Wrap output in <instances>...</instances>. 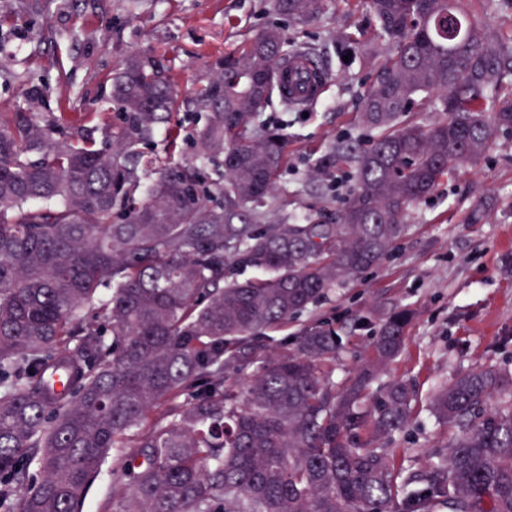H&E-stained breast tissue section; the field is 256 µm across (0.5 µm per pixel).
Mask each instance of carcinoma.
Masks as SVG:
<instances>
[{
  "instance_id": "1",
  "label": "carcinoma",
  "mask_w": 512,
  "mask_h": 512,
  "mask_svg": "<svg viewBox=\"0 0 512 512\" xmlns=\"http://www.w3.org/2000/svg\"><path fill=\"white\" fill-rule=\"evenodd\" d=\"M464 0H366L384 55L349 34L340 56L376 69L360 123L314 176L355 168L336 223L270 220L288 131L263 118L316 50L277 24L216 58L180 99L162 57L128 54L109 76L120 117L41 116L49 89L0 120V505L83 512L113 456L112 512H512V371L476 367L430 399L447 454L405 473L395 434L417 403L382 382L412 319L379 326L369 361L336 384L342 341L307 324L271 356L266 332L391 256L409 208L512 138V42L490 38ZM305 24L322 0H270ZM431 103L443 117L411 119ZM177 112H204L194 159L219 161L211 193L192 160L148 186L138 146ZM258 274L245 278L246 270ZM259 363L245 381L243 362ZM132 452L126 453L124 449Z\"/></svg>"
}]
</instances>
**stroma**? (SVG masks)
Here are the masks:
<instances>
[{"instance_id":"35a3bbf8","label":"stroma","mask_w":512,"mask_h":512,"mask_svg":"<svg viewBox=\"0 0 512 512\" xmlns=\"http://www.w3.org/2000/svg\"><path fill=\"white\" fill-rule=\"evenodd\" d=\"M0 0V117L25 106L30 83L49 84L41 112L95 113L110 108L113 67L128 53L167 59L181 96H191L209 63L243 47L262 25L277 22L268 0ZM376 22L362 0H329L309 24H287L295 42L313 45L334 74L307 112L268 109L288 128V162L264 208L271 219L333 222L347 198L346 169L310 179L316 160L345 135L369 141L359 123L361 97L372 75L361 63L341 69L339 33L373 37ZM406 234L392 256L336 288L327 301L273 331L277 352L300 325L335 318L346 348L336 371L344 378L371 356L376 325L352 328L357 316L406 309L412 314L388 378L408 382L418 397L410 425L395 445L405 466L423 467L447 442L426 406L443 383L474 365L512 369V139L497 142L475 166L440 183L412 207Z\"/></svg>"}]
</instances>
